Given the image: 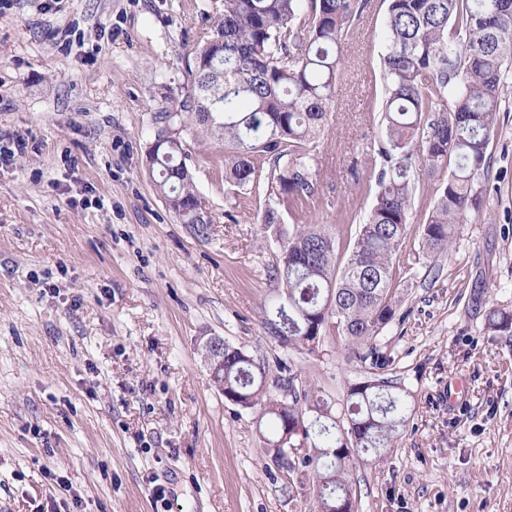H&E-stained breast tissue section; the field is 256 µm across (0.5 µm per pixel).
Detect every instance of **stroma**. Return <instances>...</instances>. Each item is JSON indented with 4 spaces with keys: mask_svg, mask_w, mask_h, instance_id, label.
<instances>
[{
    "mask_svg": "<svg viewBox=\"0 0 512 512\" xmlns=\"http://www.w3.org/2000/svg\"><path fill=\"white\" fill-rule=\"evenodd\" d=\"M222 0H0V512H312L310 489L276 466L261 409L227 402L203 358L214 336L280 363L345 406L369 365L339 341L287 348L264 332L280 244L260 222L324 224L350 238L377 186L347 179L377 132L385 0L345 49L316 200L303 214L266 193L269 165L240 189L227 156L188 127L186 163L213 217L196 236L145 169L155 114L192 83L185 56ZM483 210L438 278L417 267L377 344L411 411L384 460L354 471L358 512H512V344L483 332L489 304L512 310V90L491 148ZM96 204H87V197ZM465 392L457 406L449 384ZM67 476L72 492L53 474Z\"/></svg>",
    "mask_w": 512,
    "mask_h": 512,
    "instance_id": "stroma-1",
    "label": "stroma"
}]
</instances>
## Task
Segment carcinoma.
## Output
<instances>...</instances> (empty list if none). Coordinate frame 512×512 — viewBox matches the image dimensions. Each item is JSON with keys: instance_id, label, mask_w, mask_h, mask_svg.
<instances>
[{"instance_id": "1", "label": "carcinoma", "mask_w": 512, "mask_h": 512, "mask_svg": "<svg viewBox=\"0 0 512 512\" xmlns=\"http://www.w3.org/2000/svg\"><path fill=\"white\" fill-rule=\"evenodd\" d=\"M381 68L385 85L382 136L365 140L350 168L358 185L378 190L347 257L340 238L319 224L277 231L280 252L272 277L265 334L281 346L310 351L336 336L352 358L386 368L375 343L396 317L395 264L408 236L419 172L437 179L436 201L420 227L416 261L435 270L464 224L483 208L485 170L506 76L512 70V0H387ZM369 0H224V13L203 28L187 56L194 90L157 113L159 139L183 115L203 137L231 154L228 179L256 181L255 160L271 164L267 193L292 212L316 199L320 168L314 144L336 101L344 49ZM183 141L148 149L146 168L166 205L199 236L211 213L185 163ZM484 330L512 341V311L485 309ZM268 369L242 348L224 344V366L213 381L230 403L263 408L272 433L305 451L275 449L279 466L308 484L316 512L355 508L353 465L384 458L411 412L409 393L374 375L348 388L347 425L293 375L281 399L269 397ZM316 413L309 419L307 412Z\"/></svg>"}]
</instances>
